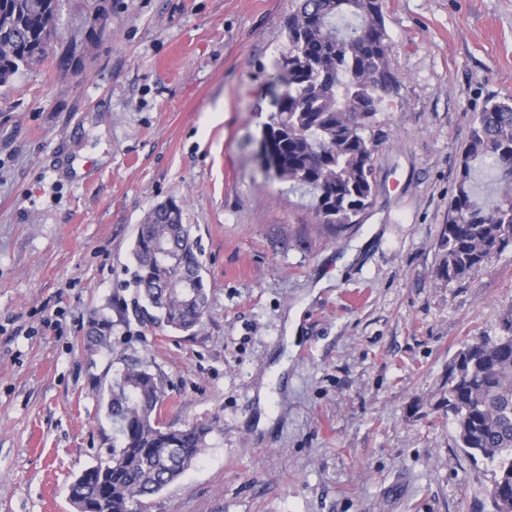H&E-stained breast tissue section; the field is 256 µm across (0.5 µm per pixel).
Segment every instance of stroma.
Listing matches in <instances>:
<instances>
[{
	"instance_id": "stroma-1",
	"label": "stroma",
	"mask_w": 512,
	"mask_h": 512,
	"mask_svg": "<svg viewBox=\"0 0 512 512\" xmlns=\"http://www.w3.org/2000/svg\"><path fill=\"white\" fill-rule=\"evenodd\" d=\"M82 3L0 89V512H75L70 483L112 450L93 383L136 361L165 381L166 424L214 427L145 512H488L493 468L456 447L442 393L512 308V249L447 282L438 240L473 114L512 97V0H384L401 89L372 204L338 229L258 156L292 0H112L96 36ZM171 198L203 324L117 321L88 357ZM112 317L98 312L93 313L90 328L85 337L84 344L91 353L111 351L112 349Z\"/></svg>"
}]
</instances>
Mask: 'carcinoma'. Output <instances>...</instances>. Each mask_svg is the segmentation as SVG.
<instances>
[{
    "label": "carcinoma",
    "instance_id": "carcinoma-1",
    "mask_svg": "<svg viewBox=\"0 0 512 512\" xmlns=\"http://www.w3.org/2000/svg\"><path fill=\"white\" fill-rule=\"evenodd\" d=\"M56 0H0V87L40 60L43 39L57 34ZM286 46L277 61L282 87L262 139L278 166L265 172L316 194L320 224L357 223L372 204L375 160L385 134L374 130L378 107L397 94L383 0H295L285 22ZM461 175L439 237L438 276L460 281L512 247V102L489 101L474 114L462 150ZM481 161L501 184L488 204L471 185ZM131 302L120 320L190 332L209 308L201 252L170 199L138 225L131 251ZM112 318L93 313L84 344L112 351ZM448 421L454 441L494 467L487 490L490 512H512V309L494 336L465 343L448 363ZM169 399L163 378L149 366H126L109 385L105 409L114 425L112 459L84 471L70 501L90 512H143L146 500L177 481L208 446L213 427L174 428L162 419Z\"/></svg>",
    "mask_w": 512,
    "mask_h": 512
}]
</instances>
